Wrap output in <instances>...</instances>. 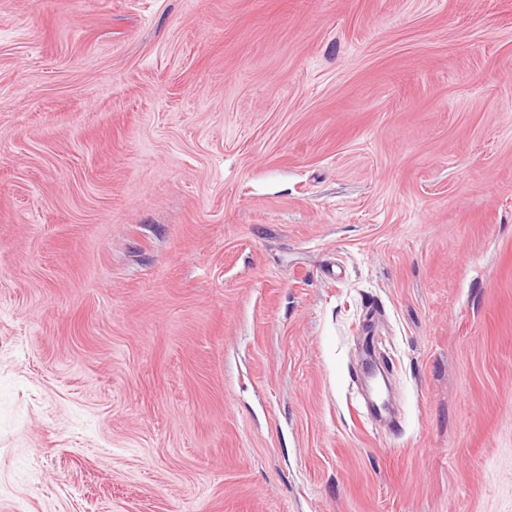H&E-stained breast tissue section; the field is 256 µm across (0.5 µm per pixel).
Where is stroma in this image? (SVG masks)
<instances>
[{"label": "stroma", "mask_w": 512, "mask_h": 512, "mask_svg": "<svg viewBox=\"0 0 512 512\" xmlns=\"http://www.w3.org/2000/svg\"><path fill=\"white\" fill-rule=\"evenodd\" d=\"M0 512H512V0H0Z\"/></svg>", "instance_id": "1"}]
</instances>
